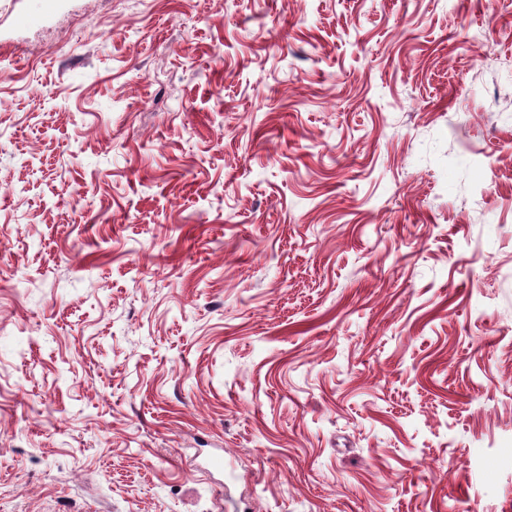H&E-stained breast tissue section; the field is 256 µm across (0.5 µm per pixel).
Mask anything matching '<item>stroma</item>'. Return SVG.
Here are the masks:
<instances>
[{
	"mask_svg": "<svg viewBox=\"0 0 512 512\" xmlns=\"http://www.w3.org/2000/svg\"><path fill=\"white\" fill-rule=\"evenodd\" d=\"M468 501L512 512V0H0V512Z\"/></svg>",
	"mask_w": 512,
	"mask_h": 512,
	"instance_id": "1",
	"label": "stroma"
}]
</instances>
